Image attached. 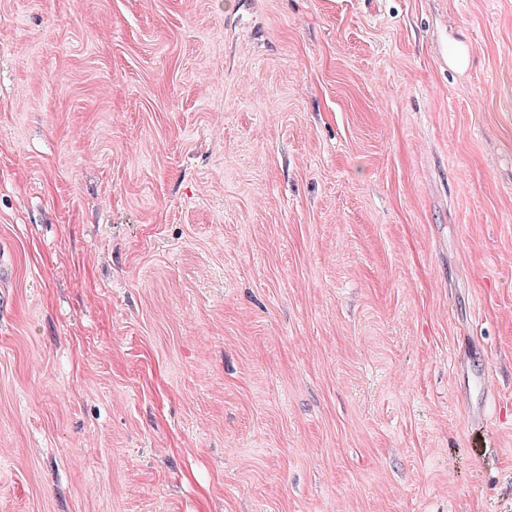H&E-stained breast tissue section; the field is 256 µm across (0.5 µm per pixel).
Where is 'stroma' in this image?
Listing matches in <instances>:
<instances>
[{
  "label": "stroma",
  "instance_id": "35a3bbf8",
  "mask_svg": "<svg viewBox=\"0 0 512 512\" xmlns=\"http://www.w3.org/2000/svg\"><path fill=\"white\" fill-rule=\"evenodd\" d=\"M0 512H512V0H0Z\"/></svg>",
  "mask_w": 512,
  "mask_h": 512
}]
</instances>
